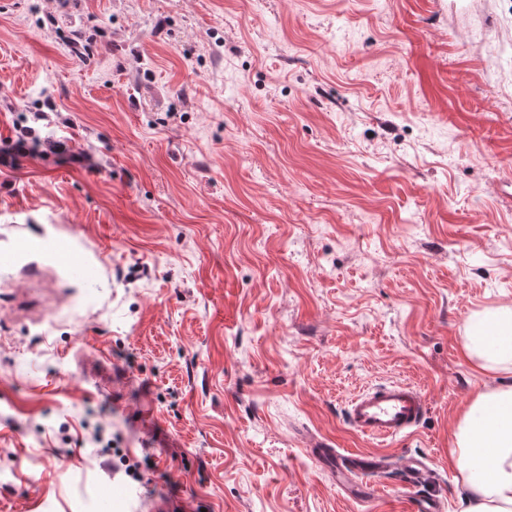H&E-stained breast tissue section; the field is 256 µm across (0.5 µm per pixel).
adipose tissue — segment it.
I'll list each match as a JSON object with an SVG mask.
<instances>
[{
	"label": "adipose tissue",
	"instance_id": "obj_1",
	"mask_svg": "<svg viewBox=\"0 0 512 512\" xmlns=\"http://www.w3.org/2000/svg\"><path fill=\"white\" fill-rule=\"evenodd\" d=\"M465 351L480 369L512 367V305L474 313ZM450 457L462 474L460 512H512V387L477 393Z\"/></svg>",
	"mask_w": 512,
	"mask_h": 512
}]
</instances>
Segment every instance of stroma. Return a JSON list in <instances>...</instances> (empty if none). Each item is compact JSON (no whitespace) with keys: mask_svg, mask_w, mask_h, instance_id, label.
Returning a JSON list of instances; mask_svg holds the SVG:
<instances>
[{"mask_svg":"<svg viewBox=\"0 0 512 512\" xmlns=\"http://www.w3.org/2000/svg\"><path fill=\"white\" fill-rule=\"evenodd\" d=\"M508 167L512 0L0 7V249L73 234L103 268L0 271V512H458L457 425L512 385L463 357L512 305ZM383 381L426 393L414 435L349 428ZM318 440L391 456L373 498Z\"/></svg>","mask_w":512,"mask_h":512,"instance_id":"1","label":"stroma"}]
</instances>
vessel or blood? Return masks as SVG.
I'll use <instances>...</instances> for the list:
<instances>
[{
    "label": "vessel or blood",
    "instance_id": "obj_1",
    "mask_svg": "<svg viewBox=\"0 0 512 512\" xmlns=\"http://www.w3.org/2000/svg\"><path fill=\"white\" fill-rule=\"evenodd\" d=\"M32 248L49 256L85 283L96 284L101 266L82 251L75 237L45 234L34 240H19L15 247L0 250V269L13 267L23 250ZM428 409L422 390L414 385L393 382L370 385L348 403L349 426L359 435L372 440H394L415 433ZM314 459L335 469L336 482L346 495L358 496L374 490L370 475L383 472L390 464L388 456L370 453L342 455L324 441L314 442Z\"/></svg>",
    "mask_w": 512,
    "mask_h": 512
}]
</instances>
